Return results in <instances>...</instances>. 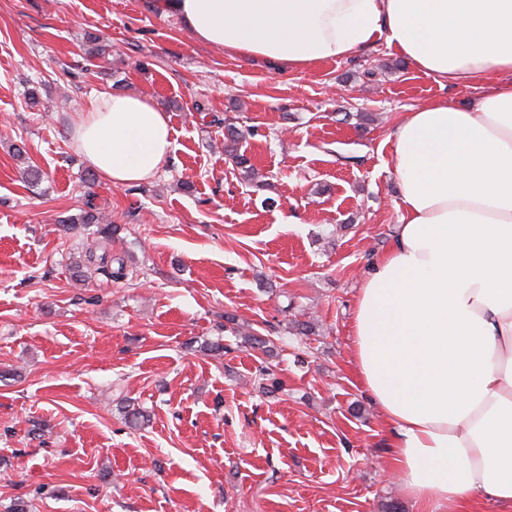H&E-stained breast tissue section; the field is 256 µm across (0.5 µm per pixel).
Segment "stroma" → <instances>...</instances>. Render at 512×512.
<instances>
[{"label":"stroma","instance_id":"35a3bbf8","mask_svg":"<svg viewBox=\"0 0 512 512\" xmlns=\"http://www.w3.org/2000/svg\"><path fill=\"white\" fill-rule=\"evenodd\" d=\"M92 35L120 78L88 74ZM112 90L150 98L173 140L155 177L120 188L86 181L73 137ZM480 92L381 42L295 72L200 43L154 0H0V512H422L356 382L351 320L403 213L388 135L412 107ZM229 125L257 127L243 147L264 186L225 155ZM90 196L121 239L61 230ZM89 248L134 278L76 283ZM263 365L282 390H259ZM128 400L148 425H125Z\"/></svg>","mask_w":512,"mask_h":512}]
</instances>
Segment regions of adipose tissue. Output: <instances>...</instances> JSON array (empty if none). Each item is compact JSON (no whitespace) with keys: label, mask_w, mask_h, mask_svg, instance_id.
I'll return each instance as SVG.
<instances>
[{"label":"adipose tissue","mask_w":512,"mask_h":512,"mask_svg":"<svg viewBox=\"0 0 512 512\" xmlns=\"http://www.w3.org/2000/svg\"><path fill=\"white\" fill-rule=\"evenodd\" d=\"M198 41L293 71L382 42L468 105L404 113L390 135L403 215L352 317L356 380L385 421L405 495L512 512V0H159ZM75 135L108 183L151 179L173 147L152 100L94 97Z\"/></svg>","instance_id":"ef3b65f1"}]
</instances>
